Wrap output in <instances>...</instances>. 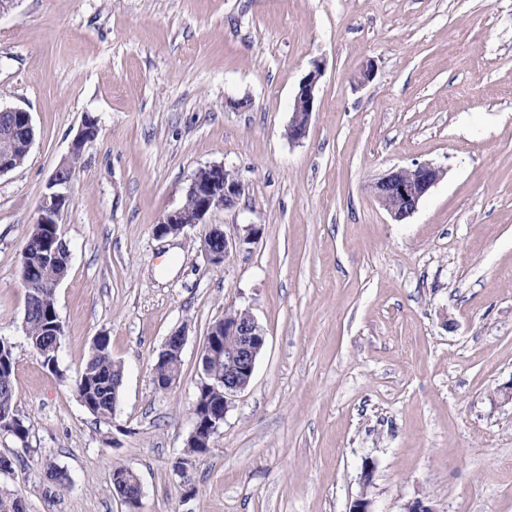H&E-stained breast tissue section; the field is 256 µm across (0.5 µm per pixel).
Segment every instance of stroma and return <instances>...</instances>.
<instances>
[{"mask_svg":"<svg viewBox=\"0 0 512 512\" xmlns=\"http://www.w3.org/2000/svg\"><path fill=\"white\" fill-rule=\"evenodd\" d=\"M374 60L372 80L359 83ZM321 61L306 137L286 130ZM246 100L236 110L230 103ZM0 106L36 139L0 175V336L15 345L29 436L0 486L29 512H512V0H16L0 14ZM87 142L59 224V370L23 334L21 256L48 180L84 117ZM442 166L394 222L369 186L394 167ZM244 190L205 222L258 236L223 265L201 228L160 238L198 168ZM265 346L184 499L171 463L192 429L198 358L225 309ZM178 382L156 390L167 336ZM124 367L114 415L68 385L95 337ZM50 456L70 488L37 461ZM370 480H363L365 465ZM140 480L137 508L112 469ZM172 344H175L178 347V350H179V352H181V354L176 353V349L173 348V351H171L169 353L168 358H166L164 360L160 359V358L157 359V361L155 362L154 367H153L154 386H155L156 377L163 378L166 376L167 373H171V372H179L180 373L181 364H182L181 355H182L184 346L186 344L185 331H176L173 334H171L170 336H168L164 342L163 349L160 352V354H165V352L168 350V348ZM179 373L170 375L169 379L165 383H163L162 387H160L158 385V381H156V385L159 388H161L160 390H162V391L169 390L176 384V382L179 378ZM155 388H156V386H155Z\"/></svg>","mask_w":512,"mask_h":512,"instance_id":"1","label":"stroma"}]
</instances>
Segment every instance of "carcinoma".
I'll return each instance as SVG.
<instances>
[{
    "label": "carcinoma",
    "instance_id": "carcinoma-1",
    "mask_svg": "<svg viewBox=\"0 0 512 512\" xmlns=\"http://www.w3.org/2000/svg\"><path fill=\"white\" fill-rule=\"evenodd\" d=\"M28 311L24 313L23 332L29 349L36 354L43 365L54 372H59L58 349L63 336L62 326L56 324L57 310L55 290L41 288L34 300L26 301ZM17 358L15 346L8 340L0 341V435L10 436L24 443L28 429L24 419L15 406L14 371ZM181 354L171 351L168 358L157 359L153 367V377L163 378L171 372L181 370ZM227 369L220 364L211 368V377L197 387L199 394L207 402L193 409V416H221L224 412V374ZM123 379V367L115 361L109 349V340L105 336L94 339L81 370L73 381V390L81 404L92 414L108 418L112 416V396L119 393ZM209 452L204 439L194 437L186 441L174 462L192 467V484H197L196 459ZM43 472L56 490L68 489L69 479L64 470L51 459L41 461ZM114 489L124 500L139 492L138 478L129 469L115 467L112 469Z\"/></svg>",
    "mask_w": 512,
    "mask_h": 512
}]
</instances>
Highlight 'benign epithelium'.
<instances>
[{
    "label": "benign epithelium",
    "instance_id": "benign-epithelium-1",
    "mask_svg": "<svg viewBox=\"0 0 512 512\" xmlns=\"http://www.w3.org/2000/svg\"><path fill=\"white\" fill-rule=\"evenodd\" d=\"M324 73L319 60L311 63L306 75L298 85L294 95L291 119L288 123V139L302 141L308 132L313 112L317 107V93L320 79ZM22 134L25 148L31 149L35 140V127L31 113L21 108L0 106V144H11L17 134ZM98 134L97 120L85 117L74 137L70 156L62 160L49 179V192L43 196L39 206L40 224H56L62 210L68 202L67 188L73 175L72 155L81 151L83 145ZM444 169L429 162L415 163L409 167L393 168L371 184V194L396 222H403L418 209L420 202L429 191L442 179ZM243 190V183L232 170L224 164H210L197 169L191 179L186 193L185 203L178 209L167 213L155 227V234L165 237L172 232L171 225L180 224L182 230L194 228L204 223L206 215L217 208H232L236 205ZM218 227L209 226L203 235V247L211 261L223 264L230 255L240 250L257 235L253 227L244 237H224V250L215 251L210 245ZM42 262L37 266L22 263V280L27 288H56L62 281V275L53 278L44 276V271L53 270L59 260L70 256V250L64 239H59L54 246L44 247L41 252ZM224 328V340L205 341L199 354L201 366L200 381L204 382L209 374V366L224 361L230 368L224 376V411H229L238 394L250 384L256 362L265 345L264 329L254 317L241 320L237 317H224L213 325L209 335H219V328ZM195 421L191 435H196L199 425ZM224 424V418L214 417L202 425L207 429V442L217 435Z\"/></svg>",
    "mask_w": 512,
    "mask_h": 512
}]
</instances>
